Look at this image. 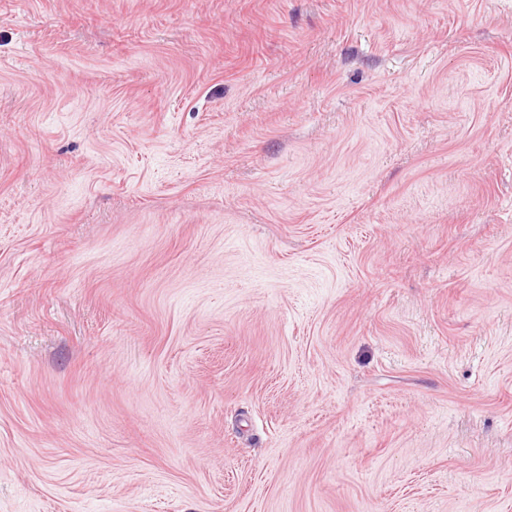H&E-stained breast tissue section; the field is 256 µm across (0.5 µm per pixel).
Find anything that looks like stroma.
Segmentation results:
<instances>
[{"instance_id": "35a3bbf8", "label": "stroma", "mask_w": 512, "mask_h": 512, "mask_svg": "<svg viewBox=\"0 0 512 512\" xmlns=\"http://www.w3.org/2000/svg\"><path fill=\"white\" fill-rule=\"evenodd\" d=\"M0 512H512V0H0Z\"/></svg>"}]
</instances>
